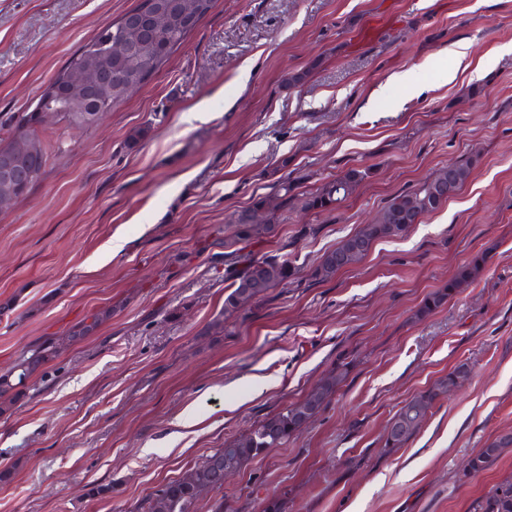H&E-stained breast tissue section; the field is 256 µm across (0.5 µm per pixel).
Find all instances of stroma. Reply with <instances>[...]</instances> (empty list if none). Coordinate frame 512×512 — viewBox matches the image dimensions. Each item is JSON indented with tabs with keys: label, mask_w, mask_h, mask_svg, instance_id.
I'll return each instance as SVG.
<instances>
[{
	"label": "stroma",
	"mask_w": 512,
	"mask_h": 512,
	"mask_svg": "<svg viewBox=\"0 0 512 512\" xmlns=\"http://www.w3.org/2000/svg\"><path fill=\"white\" fill-rule=\"evenodd\" d=\"M135 4L0 0V137ZM410 70L418 86L401 81ZM136 127L149 133L132 147ZM42 133L53 141L44 174L0 207V303L12 304L0 374L100 309L112 315L0 415V512H137L342 367L298 436L227 480L224 512L277 499L286 512H471L512 473V453L465 473L512 432V0H216L101 125L52 118ZM467 160L468 181L439 210L311 280L322 254L393 195ZM365 167L340 210L302 208ZM283 175L294 198L251 252L288 257L298 278L205 333L224 307V228ZM474 263L472 279L421 314ZM461 363L464 383L407 444L385 448L403 403ZM478 266L479 264H474L472 267L461 270L454 279L448 282V286H445L428 296L421 309L422 313H430L445 304L452 296L454 290L459 288L463 282L469 279L477 271ZM509 443H511V440L504 444L500 441L499 437L495 439L491 444L487 445L486 448H482L477 455L471 458L470 466L468 463V471L470 473H478L484 470L490 463L500 457L501 453H496V451L498 452L502 449L506 450L507 448L502 447L508 445ZM491 448H495L496 451Z\"/></svg>",
	"instance_id": "35a3bbf8"
}]
</instances>
